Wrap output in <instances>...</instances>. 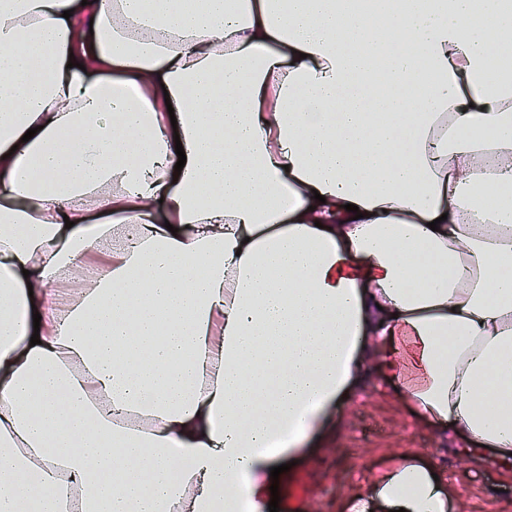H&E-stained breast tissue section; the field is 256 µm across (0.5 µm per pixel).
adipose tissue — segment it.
<instances>
[{
	"label": "adipose tissue",
	"instance_id": "obj_1",
	"mask_svg": "<svg viewBox=\"0 0 512 512\" xmlns=\"http://www.w3.org/2000/svg\"><path fill=\"white\" fill-rule=\"evenodd\" d=\"M499 54L512 0H0V512H262L373 374L512 465Z\"/></svg>",
	"mask_w": 512,
	"mask_h": 512
}]
</instances>
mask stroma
<instances>
[{
	"instance_id": "35a3bbf8",
	"label": "stroma",
	"mask_w": 512,
	"mask_h": 512,
	"mask_svg": "<svg viewBox=\"0 0 512 512\" xmlns=\"http://www.w3.org/2000/svg\"><path fill=\"white\" fill-rule=\"evenodd\" d=\"M338 425L307 461L281 481L279 512H347L346 501L407 452L445 472L449 512H512V466L449 454L448 440L368 378L337 408Z\"/></svg>"
}]
</instances>
